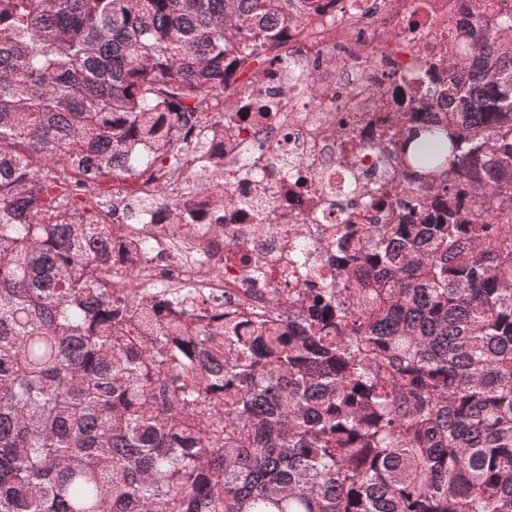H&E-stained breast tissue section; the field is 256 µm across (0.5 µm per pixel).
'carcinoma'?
Masks as SVG:
<instances>
[{"mask_svg":"<svg viewBox=\"0 0 512 512\" xmlns=\"http://www.w3.org/2000/svg\"><path fill=\"white\" fill-rule=\"evenodd\" d=\"M327 0H0V512H512V0H457L398 220L224 311L142 289L80 196L189 144ZM172 224H190L166 200Z\"/></svg>","mask_w":512,"mask_h":512,"instance_id":"cac0c4a2","label":"carcinoma"}]
</instances>
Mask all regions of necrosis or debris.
Wrapping results in <instances>:
<instances>
[{
    "label": "necrosis or debris",
    "mask_w": 512,
    "mask_h": 512,
    "mask_svg": "<svg viewBox=\"0 0 512 512\" xmlns=\"http://www.w3.org/2000/svg\"><path fill=\"white\" fill-rule=\"evenodd\" d=\"M455 0H337L335 9L288 28L274 69L234 76L224 90V193L234 206L217 212L210 190L193 188L192 150L177 169L162 168L112 186L115 231L148 238L147 254H124L141 285L191 284L225 309L267 308L274 293L294 287L296 242L318 261L345 225L391 224L389 205L366 189L391 190L401 160L381 140L383 123L405 111V79L439 76L448 31L460 26ZM401 23L400 37L387 22ZM274 108L258 112L257 99ZM190 198L196 224L181 229L136 219L126 225L130 196L150 198L158 186Z\"/></svg>",
    "instance_id": "1"
}]
</instances>
